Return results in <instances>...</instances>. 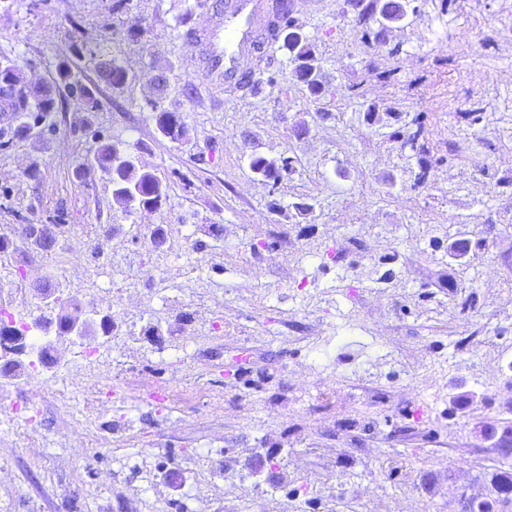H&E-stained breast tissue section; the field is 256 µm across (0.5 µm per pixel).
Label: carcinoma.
I'll return each mask as SVG.
<instances>
[{
  "label": "carcinoma",
  "instance_id": "cac0c4a2",
  "mask_svg": "<svg viewBox=\"0 0 512 512\" xmlns=\"http://www.w3.org/2000/svg\"><path fill=\"white\" fill-rule=\"evenodd\" d=\"M282 5L279 33L283 34L282 48L288 51V60L293 65L297 82L303 84L313 97L326 93L321 80V65L317 45L307 36L296 30L291 0H276ZM356 13V22L363 27L362 39L365 42L378 40L390 25L399 23L407 15L408 4L399 0H348ZM377 24L373 29L368 21ZM98 78H106V84L120 88L125 84L126 73L115 59L101 57L96 63ZM7 78L10 87L1 90L3 101L0 110L13 111L25 118L14 131L16 136L29 134L30 129L39 126L56 109L55 88L31 87L24 79L20 65L13 60L0 61V80ZM413 129L395 131L392 138L403 147H414L422 132V117L412 120ZM156 126L159 133L172 140L179 141L186 133L182 117L177 112L163 110L156 113ZM95 162L110 176L112 196L120 204L142 205L157 208L166 199L167 186L152 172L143 169L135 158L121 154L114 144H104L97 150ZM254 171L266 178L280 179L282 173L293 171L292 158L284 157L280 162L256 156L251 162Z\"/></svg>",
  "mask_w": 512,
  "mask_h": 512
}]
</instances>
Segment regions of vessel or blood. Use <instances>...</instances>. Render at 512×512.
I'll list each match as a JSON object with an SVG mask.
<instances>
[{
  "mask_svg": "<svg viewBox=\"0 0 512 512\" xmlns=\"http://www.w3.org/2000/svg\"><path fill=\"white\" fill-rule=\"evenodd\" d=\"M277 22L275 0H224L223 15L194 36L196 43L208 49L212 81L246 90L248 74L240 60L266 45Z\"/></svg>",
  "mask_w": 512,
  "mask_h": 512,
  "instance_id": "obj_1",
  "label": "vessel or blood"
}]
</instances>
